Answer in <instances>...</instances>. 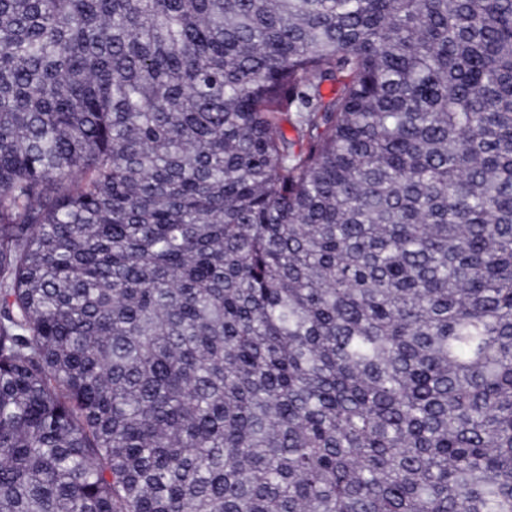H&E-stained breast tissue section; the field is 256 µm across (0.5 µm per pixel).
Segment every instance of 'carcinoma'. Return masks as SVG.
Masks as SVG:
<instances>
[{
	"mask_svg": "<svg viewBox=\"0 0 512 512\" xmlns=\"http://www.w3.org/2000/svg\"><path fill=\"white\" fill-rule=\"evenodd\" d=\"M0 512H512V0H0Z\"/></svg>",
	"mask_w": 512,
	"mask_h": 512,
	"instance_id": "1",
	"label": "carcinoma"
}]
</instances>
